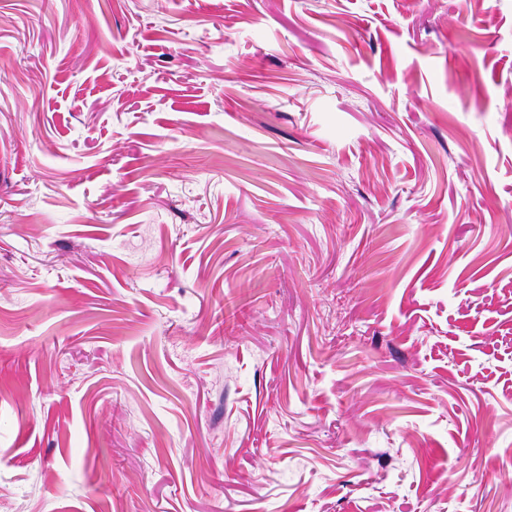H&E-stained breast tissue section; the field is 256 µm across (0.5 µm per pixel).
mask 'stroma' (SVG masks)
Masks as SVG:
<instances>
[{
	"label": "stroma",
	"mask_w": 512,
	"mask_h": 512,
	"mask_svg": "<svg viewBox=\"0 0 512 512\" xmlns=\"http://www.w3.org/2000/svg\"><path fill=\"white\" fill-rule=\"evenodd\" d=\"M0 512H512V0H0Z\"/></svg>",
	"instance_id": "stroma-1"
}]
</instances>
